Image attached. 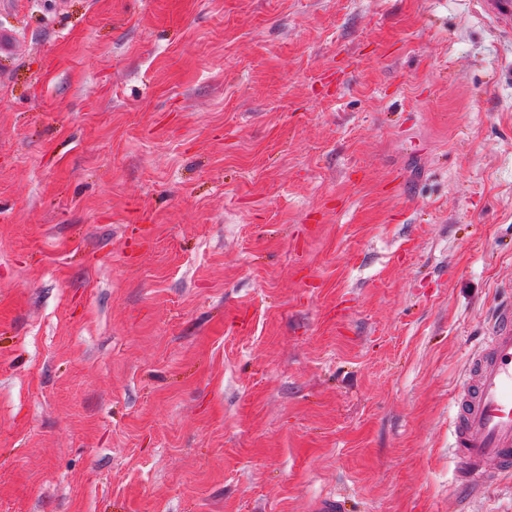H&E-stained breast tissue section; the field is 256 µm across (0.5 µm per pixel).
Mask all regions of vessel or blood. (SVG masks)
Returning a JSON list of instances; mask_svg holds the SVG:
<instances>
[{"label":"vessel or blood","instance_id":"b4317fda","mask_svg":"<svg viewBox=\"0 0 512 512\" xmlns=\"http://www.w3.org/2000/svg\"><path fill=\"white\" fill-rule=\"evenodd\" d=\"M481 4L502 32L512 33V0ZM482 344L468 362L455 402L459 476L476 490L492 478L487 462H496L501 472L512 471V308L495 315Z\"/></svg>","mask_w":512,"mask_h":512}]
</instances>
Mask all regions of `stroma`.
I'll return each mask as SVG.
<instances>
[{
    "label": "stroma",
    "mask_w": 512,
    "mask_h": 512,
    "mask_svg": "<svg viewBox=\"0 0 512 512\" xmlns=\"http://www.w3.org/2000/svg\"><path fill=\"white\" fill-rule=\"evenodd\" d=\"M67 3L0 15V512H512L453 446L512 303V36Z\"/></svg>",
    "instance_id": "1"
}]
</instances>
